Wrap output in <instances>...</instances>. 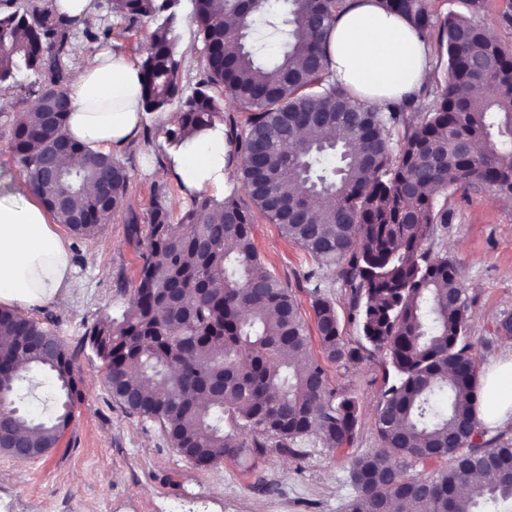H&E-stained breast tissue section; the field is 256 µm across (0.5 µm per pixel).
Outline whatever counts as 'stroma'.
Returning <instances> with one entry per match:
<instances>
[{
  "label": "stroma",
  "instance_id": "35a3bbf8",
  "mask_svg": "<svg viewBox=\"0 0 512 512\" xmlns=\"http://www.w3.org/2000/svg\"><path fill=\"white\" fill-rule=\"evenodd\" d=\"M434 11L473 18L487 36L512 51V0H486L477 8L469 0H431ZM191 0H180L177 11L183 60L179 83L191 92L206 77V63L194 27L187 17ZM156 20H120L101 11L91 35L76 33L86 52L109 47L141 61ZM33 97L19 88H0V197L22 204L30 199L27 175L14 163L13 124L29 111ZM177 105L166 115H143L148 134L119 151L131 182L123 208L101 231L80 239L67 234L75 287L83 297L81 315L56 299L25 309V316L45 321L69 346L98 318L118 315L133 288L143 245L127 233L128 213L147 226L153 194L164 188L174 213L188 204L175 180L153 179L148 169L166 163L170 128ZM489 190H448V221L438 225L433 253L448 256L467 288V340L478 372L512 356V333L500 323L512 317V208L495 203ZM259 256L270 271L293 289L306 322H313L314 297L303 279L310 262L305 252L288 242L278 225L256 218L252 226ZM330 297L344 341L359 349L351 363L326 366L332 388L354 397L359 420L353 443L338 449L324 447L316 436L305 439L300 455L270 443L263 454L227 458L207 467L185 459L171 447L159 427L128 416L108 391L106 368L91 352L78 355L74 371L83 399L58 448L46 456L20 461L0 453V512H345L355 495L350 480L353 461L378 449L375 428L378 404L389 385L388 365L381 351L367 343L347 288L335 285Z\"/></svg>",
  "mask_w": 512,
  "mask_h": 512
}]
</instances>
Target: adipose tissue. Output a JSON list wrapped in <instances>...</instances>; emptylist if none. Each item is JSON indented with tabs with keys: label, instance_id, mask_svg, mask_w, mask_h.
<instances>
[{
	"label": "adipose tissue",
	"instance_id": "adipose-tissue-1",
	"mask_svg": "<svg viewBox=\"0 0 512 512\" xmlns=\"http://www.w3.org/2000/svg\"><path fill=\"white\" fill-rule=\"evenodd\" d=\"M429 36L388 12L379 0H345L329 34L328 70L359 100L382 107L411 96L430 79ZM70 76L66 134L81 148L115 151L138 139L144 111L140 70L126 55L84 54ZM235 162L223 130H187L156 179L176 180L184 196L220 191ZM54 299L81 311L63 238L38 200L0 201V306L31 308ZM475 415L488 425L512 421V362L498 367L482 388Z\"/></svg>",
	"mask_w": 512,
	"mask_h": 512
}]
</instances>
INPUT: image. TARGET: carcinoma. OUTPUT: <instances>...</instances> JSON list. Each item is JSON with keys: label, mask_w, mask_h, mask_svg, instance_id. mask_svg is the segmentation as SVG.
Masks as SVG:
<instances>
[{"label": "carcinoma", "mask_w": 512, "mask_h": 512, "mask_svg": "<svg viewBox=\"0 0 512 512\" xmlns=\"http://www.w3.org/2000/svg\"><path fill=\"white\" fill-rule=\"evenodd\" d=\"M178 2L107 0V9L161 19L140 63L145 111L179 102L166 130L175 146L188 127H225L241 188L221 201L193 196L178 218L167 193L154 192L128 303L119 316L97 319L80 343L110 369L112 401L159 425L199 466L259 453L272 437L293 455L309 435L330 449L352 443L358 403L328 386L294 292L260 259L252 205L311 260L305 283L316 296L323 359H358L327 297L334 283L321 276L333 266L351 290L362 335L385 351L393 371L376 413L382 448L354 460L357 495L346 512H512V439L493 448L475 442L478 375L466 338L467 291L455 264L425 249L437 225L448 223L439 195L449 187L512 196V53L470 18L439 17L429 0H380L418 32H436L447 68L442 88L379 110L325 72L327 31L344 0H191L207 75L184 96ZM226 12L237 18L230 30L221 20ZM70 23L32 0L0 11V85L18 86L23 73L41 76L38 104L15 122L14 161L55 223L85 239L123 204L131 177L110 153H87L81 165L62 168L53 189L35 177L40 160L67 139L66 114L51 123L42 103L67 95ZM260 24L283 42L272 61L259 58ZM214 86L248 113L244 133L225 118L210 94ZM467 86L486 93L466 97L460 90ZM299 130L306 138L284 150ZM240 189L251 205L240 202ZM57 194L66 196V208L52 207ZM74 363L42 322L0 308V370L12 419L11 431L0 435L1 453L22 432L34 458L56 447L82 400ZM32 370L50 372L64 397L47 421L19 414ZM435 459L449 465L427 477L412 473L415 463ZM475 472L493 479L460 493Z\"/></svg>", "instance_id": "cac0c4a2"}]
</instances>
